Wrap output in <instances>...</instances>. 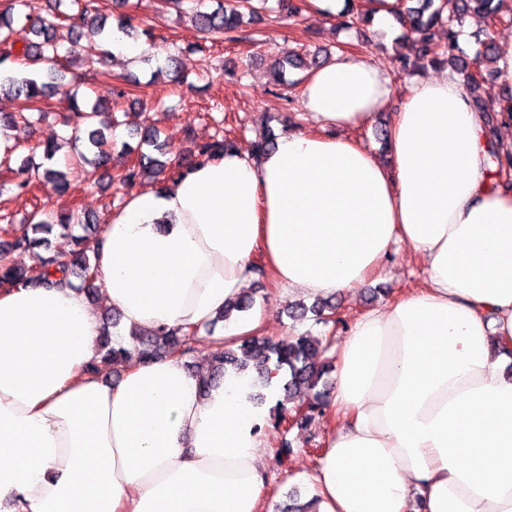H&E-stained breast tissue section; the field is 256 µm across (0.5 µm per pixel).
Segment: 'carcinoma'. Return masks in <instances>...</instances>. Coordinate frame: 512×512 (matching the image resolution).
<instances>
[{"label":"carcinoma","mask_w":512,"mask_h":512,"mask_svg":"<svg viewBox=\"0 0 512 512\" xmlns=\"http://www.w3.org/2000/svg\"><path fill=\"white\" fill-rule=\"evenodd\" d=\"M69 1L77 6V13L69 14L61 10L64 2ZM129 0H113L115 10L105 13L101 9L102 0H53L50 18L37 22H24L14 25L12 14L0 13V65L15 62L24 66H34L47 61H55L59 54V43L56 38L58 22H67L72 31L81 33L88 27L91 36L87 44L80 46L86 56H103L111 46L112 26L129 32L131 17L124 11ZM456 4L459 12H473L483 16L491 24L504 22L499 16L496 0H401V7L396 13L397 19L407 30V34L398 41L399 48L407 52H397V72H405L412 65H452L464 75V82L469 92H475L481 82L488 77L498 75L492 68L496 58L495 46L490 37L476 38L480 48L475 53V71L468 70L463 56L465 48L459 40V32L452 26V19H443L445 7ZM245 8L255 13L258 7L254 0H222L211 12L198 11L195 14L196 24L202 38L206 39L214 33L224 35L239 32L241 23L240 9ZM317 64L313 59L305 61L300 55L285 56L274 61L273 68L277 76V85L296 87L299 82L288 78V70L309 68ZM64 87V74L55 66L48 67L38 75L15 73L0 76V94H12L22 99L25 111L14 115L0 117V135H5L7 127L17 120H27L25 112L39 110L38 104ZM73 127L70 139L72 143H82L83 149L78 151L79 159L88 166L87 181L100 184L99 170L104 169L112 161L110 145L106 135L90 128L94 118L100 113L98 105L90 110L79 109L73 104ZM139 141L136 147L124 146V153L130 156V163L111 178V182L128 185L138 178L158 180L168 172V165L160 159L165 154V145L159 133L150 127H141L135 132ZM488 148L495 157L496 169L493 176L499 178L507 167H512V150L505 148L497 140L496 129L487 128ZM231 146L226 138L201 141L196 144L190 165L208 162L224 155V150ZM90 219H81L74 211L61 212L52 221L38 220L27 225V229L17 232L11 225L0 227V288L19 286L72 284L70 277L80 279L78 286L88 296L96 294L98 270L91 265L89 252L91 245L74 251L65 256L61 252H51V242L47 238H36L38 232H50L58 226L65 237L71 228ZM15 251L32 254L33 263L19 267L9 262V255ZM253 305L250 293L239 296L224 306L222 318H228L232 312H244ZM338 305L331 299H318L311 305L298 303L288 306V316L301 320L312 314L315 322L328 324L336 314ZM199 329L190 333L159 328L155 330H134L130 332V347L112 345V336L104 333L100 340L103 357L117 364L137 357L141 360L151 359L171 353L186 356L193 352L192 342ZM322 352V340L315 336L295 334L286 339L270 340L265 337L252 336L244 339L236 347L220 345L214 355L212 370L202 380V387L208 388L212 383L222 379L230 370L241 373L252 368L263 382L278 374L288 377L284 389L299 394L301 390H313L330 370V365H320L317 359Z\"/></svg>","instance_id":"1"}]
</instances>
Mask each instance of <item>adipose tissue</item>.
<instances>
[{
    "label": "adipose tissue",
    "instance_id": "obj_1",
    "mask_svg": "<svg viewBox=\"0 0 512 512\" xmlns=\"http://www.w3.org/2000/svg\"><path fill=\"white\" fill-rule=\"evenodd\" d=\"M311 130L237 148L130 194L95 248L130 329L203 325L248 287L328 296L380 281L404 244L411 294L334 350L335 423L308 479L317 512H512V189L485 115L445 71L396 84L341 52L301 86ZM395 105L389 163L348 139ZM125 334L114 344H127ZM102 324L83 292L0 291V512H262L261 430L279 378L201 390L184 358L87 374ZM487 136H488V148L495 157L496 161V169L493 172V176L499 179V182L505 186H508V182H502L501 173L507 167H512V150H509L507 147L504 148L502 144H500L497 140L496 129L489 127L487 128Z\"/></svg>",
    "mask_w": 512,
    "mask_h": 512
}]
</instances>
